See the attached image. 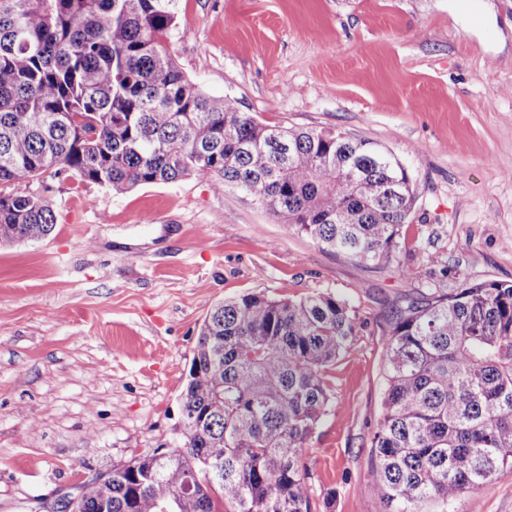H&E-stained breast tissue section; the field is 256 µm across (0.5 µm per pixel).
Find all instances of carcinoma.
Here are the masks:
<instances>
[{
	"instance_id": "1",
	"label": "carcinoma",
	"mask_w": 512,
	"mask_h": 512,
	"mask_svg": "<svg viewBox=\"0 0 512 512\" xmlns=\"http://www.w3.org/2000/svg\"><path fill=\"white\" fill-rule=\"evenodd\" d=\"M178 0H0V244L56 225L22 189L72 178L116 194L191 175L235 188L319 247L390 265L417 192L394 155L332 130L265 123L204 92L170 49ZM357 333L332 293L213 304L181 392L180 445L80 490L112 512H310L300 454ZM372 434L387 512L448 508L512 470V283L465 282L395 305ZM195 500L179 498L186 485Z\"/></svg>"
}]
</instances>
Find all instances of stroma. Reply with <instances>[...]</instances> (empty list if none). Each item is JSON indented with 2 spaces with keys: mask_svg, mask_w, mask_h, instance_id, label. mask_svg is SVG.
I'll list each match as a JSON object with an SVG mask.
<instances>
[{
  "mask_svg": "<svg viewBox=\"0 0 512 512\" xmlns=\"http://www.w3.org/2000/svg\"><path fill=\"white\" fill-rule=\"evenodd\" d=\"M173 54L205 92L390 150L417 201L394 265L323 251L206 176L115 194L58 183L54 231L0 245V512L180 443L211 303L330 292L358 323L301 451L311 512H385L371 432L393 305L512 283V0H180ZM450 512H512V471Z\"/></svg>",
  "mask_w": 512,
  "mask_h": 512,
  "instance_id": "1",
  "label": "stroma"
}]
</instances>
